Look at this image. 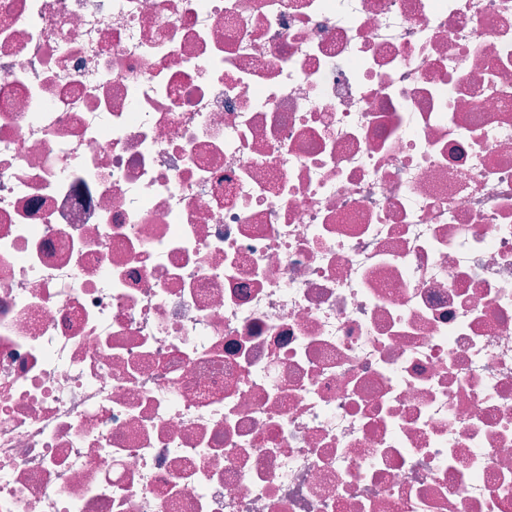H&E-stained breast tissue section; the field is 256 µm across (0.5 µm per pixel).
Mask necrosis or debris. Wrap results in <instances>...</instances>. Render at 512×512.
I'll use <instances>...</instances> for the list:
<instances>
[{"instance_id":"necrosis-or-debris-1","label":"necrosis or debris","mask_w":512,"mask_h":512,"mask_svg":"<svg viewBox=\"0 0 512 512\" xmlns=\"http://www.w3.org/2000/svg\"><path fill=\"white\" fill-rule=\"evenodd\" d=\"M512 0H0V512H512Z\"/></svg>"}]
</instances>
